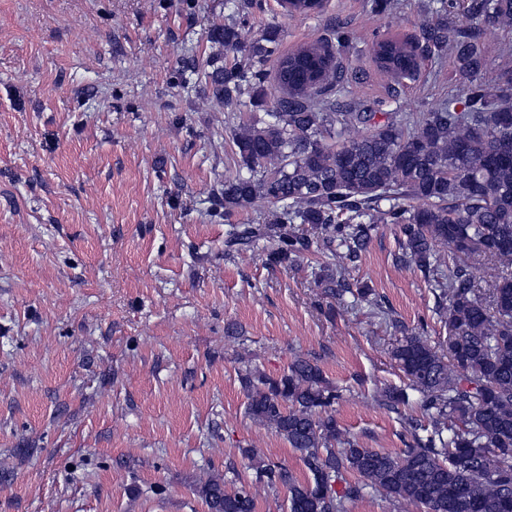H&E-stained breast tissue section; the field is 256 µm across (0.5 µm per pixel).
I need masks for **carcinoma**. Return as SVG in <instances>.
<instances>
[{"mask_svg":"<svg viewBox=\"0 0 512 512\" xmlns=\"http://www.w3.org/2000/svg\"><path fill=\"white\" fill-rule=\"evenodd\" d=\"M466 2L470 18L512 26V0ZM434 3L438 19L422 36L432 55L454 57L461 98L384 121L374 112L335 110L330 95L339 73L328 47L278 56L279 26L247 42L243 19L210 33L224 53L242 58L210 60L211 97L236 110H263L225 126L238 168L220 188L224 212L259 200L272 207L273 222L247 228L241 239L276 234L269 261L282 264L298 251L295 225H310L335 260L318 280L334 296L344 261L357 258L375 225L395 224L398 261L428 273L448 329L445 354L416 334L392 348L408 383L383 389L380 401L396 409L415 392L430 420L424 436L404 422L412 444L397 455L346 436L332 412L336 387L316 362L297 356L278 377L249 366L238 371L247 415L299 452L310 474L302 482L288 467L265 462L261 449H240L258 463L255 482L286 489L288 512H346L365 488L427 512H512V481L501 478L512 470V55L486 78L485 45L472 31L448 26V0ZM273 55L282 96L269 108L262 66ZM374 55L398 83L421 67L405 42H378ZM468 260L497 269L488 293L475 285ZM350 472L362 483L336 488ZM196 492L208 512H255L250 485L228 489L212 478Z\"/></svg>","mask_w":512,"mask_h":512,"instance_id":"obj_1","label":"carcinoma"}]
</instances>
